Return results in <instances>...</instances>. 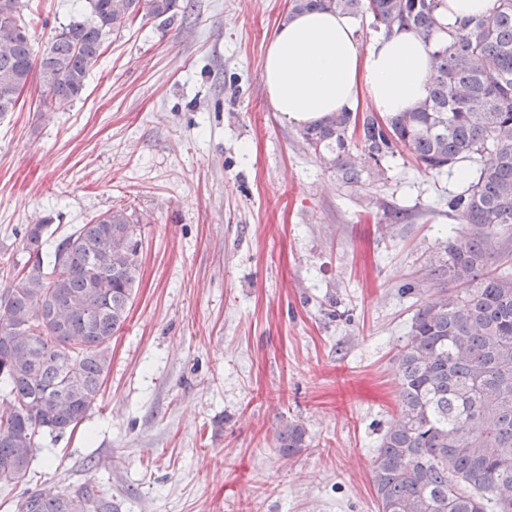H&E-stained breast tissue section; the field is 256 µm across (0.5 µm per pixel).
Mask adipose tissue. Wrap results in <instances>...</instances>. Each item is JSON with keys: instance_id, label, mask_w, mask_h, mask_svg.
I'll return each mask as SVG.
<instances>
[{"instance_id": "ef3b65f1", "label": "adipose tissue", "mask_w": 512, "mask_h": 512, "mask_svg": "<svg viewBox=\"0 0 512 512\" xmlns=\"http://www.w3.org/2000/svg\"><path fill=\"white\" fill-rule=\"evenodd\" d=\"M428 50L417 33L397 28L363 50L352 17L298 13L267 47L264 84L274 109L299 126L355 109L363 96L374 112L388 116L410 111L427 96Z\"/></svg>"}]
</instances>
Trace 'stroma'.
Instances as JSON below:
<instances>
[{
  "label": "stroma",
  "mask_w": 512,
  "mask_h": 512,
  "mask_svg": "<svg viewBox=\"0 0 512 512\" xmlns=\"http://www.w3.org/2000/svg\"><path fill=\"white\" fill-rule=\"evenodd\" d=\"M37 50L86 0H24ZM289 0H192L108 35L79 98L31 81L0 114V258L112 206L141 221L140 272L101 396L35 449L0 512L52 488L108 512H378L372 459L399 411L397 357L437 292L421 267L463 225L457 174L409 155L343 183L262 80ZM295 420L308 445L276 447Z\"/></svg>",
  "instance_id": "stroma-1"
}]
</instances>
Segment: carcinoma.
Returning <instances> with one entry per match:
<instances>
[{"mask_svg": "<svg viewBox=\"0 0 512 512\" xmlns=\"http://www.w3.org/2000/svg\"><path fill=\"white\" fill-rule=\"evenodd\" d=\"M441 0H291L290 11L336 10L388 33L408 27L431 45L429 92L386 118L351 110L297 136L342 181L382 179L407 152L425 172L459 170L448 208L467 224L424 278L442 293L415 312L398 355L400 414L372 462L378 512H512V0L461 19L432 42ZM89 15L56 31L43 51L23 0H0V113L38 72L44 102L62 108L83 92L102 45L137 19L170 18L184 0H90ZM51 224L26 228L23 258L0 299V483L26 480L44 435L56 440L95 406L139 277V220L124 205L81 224L43 257ZM306 430L282 424L289 459ZM19 512H100L84 495L51 488Z\"/></svg>", "mask_w": 512, "mask_h": 512, "instance_id": "1", "label": "carcinoma"}]
</instances>
